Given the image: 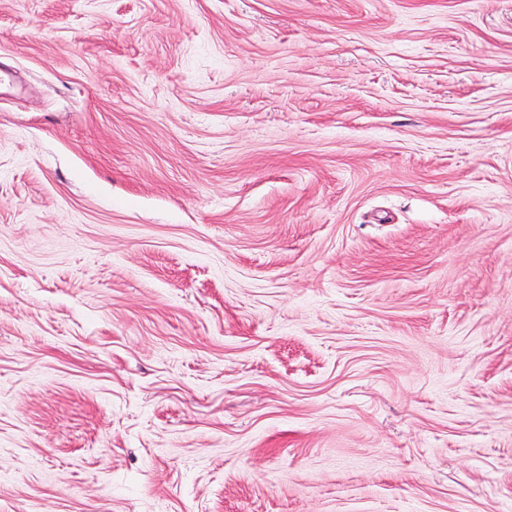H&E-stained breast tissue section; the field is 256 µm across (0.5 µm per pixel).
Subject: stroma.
<instances>
[{
    "label": "stroma",
    "instance_id": "1",
    "mask_svg": "<svg viewBox=\"0 0 512 512\" xmlns=\"http://www.w3.org/2000/svg\"><path fill=\"white\" fill-rule=\"evenodd\" d=\"M512 0H0V512H506Z\"/></svg>",
    "mask_w": 512,
    "mask_h": 512
}]
</instances>
